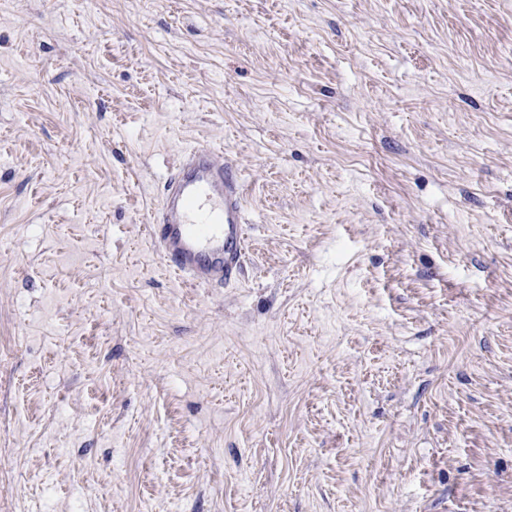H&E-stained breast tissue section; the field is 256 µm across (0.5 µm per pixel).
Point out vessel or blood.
Wrapping results in <instances>:
<instances>
[{"label":"vessel or blood","mask_w":512,"mask_h":512,"mask_svg":"<svg viewBox=\"0 0 512 512\" xmlns=\"http://www.w3.org/2000/svg\"><path fill=\"white\" fill-rule=\"evenodd\" d=\"M244 197L243 181L213 150L186 153L149 226L169 271L196 286L232 283L247 249Z\"/></svg>","instance_id":"vessel-or-blood-1"}]
</instances>
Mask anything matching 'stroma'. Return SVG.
I'll return each mask as SVG.
<instances>
[{
    "label": "stroma",
    "mask_w": 512,
    "mask_h": 512,
    "mask_svg": "<svg viewBox=\"0 0 512 512\" xmlns=\"http://www.w3.org/2000/svg\"><path fill=\"white\" fill-rule=\"evenodd\" d=\"M0 512H512V0H0ZM244 197L243 181L213 150L186 153L149 225L169 271L196 286L232 283L247 249Z\"/></svg>",
    "instance_id": "1"
}]
</instances>
